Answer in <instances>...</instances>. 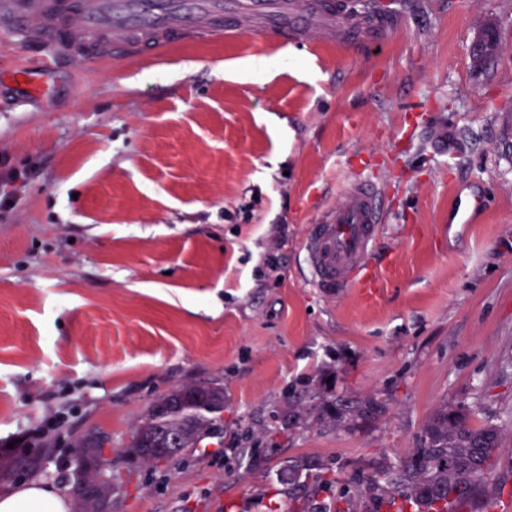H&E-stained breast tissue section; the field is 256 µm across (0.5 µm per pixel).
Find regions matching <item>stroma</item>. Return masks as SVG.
I'll use <instances>...</instances> for the list:
<instances>
[{"instance_id": "stroma-1", "label": "stroma", "mask_w": 512, "mask_h": 512, "mask_svg": "<svg viewBox=\"0 0 512 512\" xmlns=\"http://www.w3.org/2000/svg\"><path fill=\"white\" fill-rule=\"evenodd\" d=\"M380 2L402 24L369 50L247 31L156 64L62 61L49 96L11 79L45 48L0 40V156L28 174L0 176V453L54 450L0 494L68 490L73 437L95 429L124 483L112 512H256L283 460L334 462L349 484L448 400L502 425L493 479L512 488V0ZM492 22L499 50L474 67ZM351 176L384 200L371 302L314 288L303 260ZM459 192L485 200L473 223L448 221ZM331 369L333 395L384 411L278 434L289 391ZM187 382L223 385V430L142 464L139 416Z\"/></svg>"}]
</instances>
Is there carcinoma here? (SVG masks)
<instances>
[{
  "label": "carcinoma",
  "mask_w": 512,
  "mask_h": 512,
  "mask_svg": "<svg viewBox=\"0 0 512 512\" xmlns=\"http://www.w3.org/2000/svg\"><path fill=\"white\" fill-rule=\"evenodd\" d=\"M288 395V417L295 422L310 418L336 429L381 412L375 399L330 400L320 388L321 379ZM224 412V387L184 384L156 399L140 416L130 447L140 460L156 466L168 463L197 447L220 427ZM502 429L492 420L474 423L462 403H443L429 418L416 445L399 457L384 453L372 469L353 479L355 491L340 486L338 468L310 457L290 458L277 470L276 485L288 488L302 507L285 509L269 499L260 512H314L309 501L331 496L333 512H455L458 501L490 494L489 477L496 469ZM108 440L88 431L74 443L77 463L73 481L85 480L99 496L77 499V512H104L110 495L122 490L116 480L115 460L106 457Z\"/></svg>",
  "instance_id": "1"
}]
</instances>
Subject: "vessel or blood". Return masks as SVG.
<instances>
[{
  "mask_svg": "<svg viewBox=\"0 0 512 512\" xmlns=\"http://www.w3.org/2000/svg\"><path fill=\"white\" fill-rule=\"evenodd\" d=\"M398 26L397 17L353 10L347 0H0V31L42 43L54 61L159 59L178 37L230 40L246 28L277 32L286 44L340 36L367 49ZM379 199L374 184L346 181L342 202L312 225L303 250L324 293L376 297L367 257L384 218Z\"/></svg>",
  "mask_w": 512,
  "mask_h": 512,
  "instance_id": "1",
  "label": "vessel or blood"
}]
</instances>
